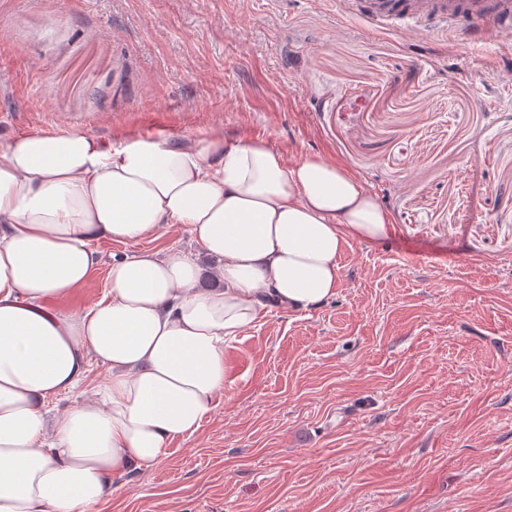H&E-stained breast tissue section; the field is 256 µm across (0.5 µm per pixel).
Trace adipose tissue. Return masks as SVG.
I'll list each match as a JSON object with an SVG mask.
<instances>
[{
  "mask_svg": "<svg viewBox=\"0 0 512 512\" xmlns=\"http://www.w3.org/2000/svg\"><path fill=\"white\" fill-rule=\"evenodd\" d=\"M187 225L220 262L141 250L114 261L82 313L57 306L101 263L97 242L135 244ZM392 226L377 198L319 156L291 163L262 140L180 141L82 129L0 142V512H92L113 478L194 434L224 388V347L270 308L321 307L348 239ZM106 375L59 415L90 362Z\"/></svg>",
  "mask_w": 512,
  "mask_h": 512,
  "instance_id": "1",
  "label": "adipose tissue"
}]
</instances>
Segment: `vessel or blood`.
Listing matches in <instances>:
<instances>
[{
	"instance_id": "vessel-or-blood-1",
	"label": "vessel or blood",
	"mask_w": 512,
	"mask_h": 512,
	"mask_svg": "<svg viewBox=\"0 0 512 512\" xmlns=\"http://www.w3.org/2000/svg\"><path fill=\"white\" fill-rule=\"evenodd\" d=\"M374 26L400 21L419 29L427 22L468 27L485 37L512 36V0H386L383 7L364 12Z\"/></svg>"
}]
</instances>
